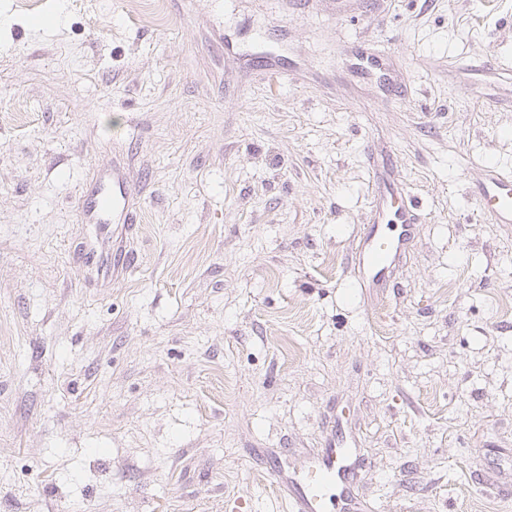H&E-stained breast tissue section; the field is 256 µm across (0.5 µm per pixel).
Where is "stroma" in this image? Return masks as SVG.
<instances>
[{
  "instance_id": "obj_1",
  "label": "stroma",
  "mask_w": 512,
  "mask_h": 512,
  "mask_svg": "<svg viewBox=\"0 0 512 512\" xmlns=\"http://www.w3.org/2000/svg\"><path fill=\"white\" fill-rule=\"evenodd\" d=\"M30 2L0 0V512H289L274 464L334 428L360 512H512V224L472 193L512 169L477 73L512 71V0ZM369 144L417 215L379 288ZM130 192L129 185L112 175V181L103 180L99 185L86 189L84 195L86 211L103 231L108 232L112 223L113 234L114 226L132 222L124 213L126 198Z\"/></svg>"
}]
</instances>
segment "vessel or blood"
I'll list each match as a JSON object with an SVG mask.
<instances>
[{"label": "vessel or blood", "instance_id": "obj_1", "mask_svg": "<svg viewBox=\"0 0 512 512\" xmlns=\"http://www.w3.org/2000/svg\"><path fill=\"white\" fill-rule=\"evenodd\" d=\"M130 191V186L117 177L88 188V215L104 230L113 224H128L124 206ZM400 195L401 187L396 181L374 194L377 217L357 253L361 287L380 284L402 247L415 234L409 212L396 203ZM475 196L495 223L512 224V172L488 165ZM347 456L344 437L330 435L322 452L307 462L301 475L282 480L292 512H333L336 502L350 501L352 476Z\"/></svg>", "mask_w": 512, "mask_h": 512}]
</instances>
